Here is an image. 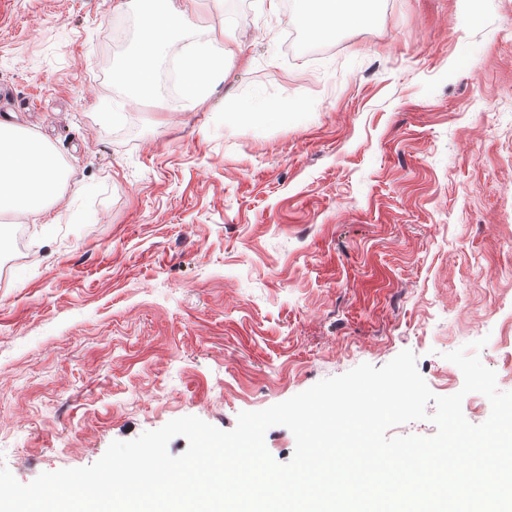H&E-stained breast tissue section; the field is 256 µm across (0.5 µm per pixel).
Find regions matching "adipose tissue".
<instances>
[{
    "mask_svg": "<svg viewBox=\"0 0 512 512\" xmlns=\"http://www.w3.org/2000/svg\"><path fill=\"white\" fill-rule=\"evenodd\" d=\"M211 3L164 0L160 10L143 12L136 49L126 58L118 80L141 94L154 95L158 61ZM377 4L378 0H317L316 9L298 15L296 21L309 32L324 35L351 22H368ZM224 36L223 27H210L182 55L181 82L187 99L202 100L210 83L222 75L224 57L217 47ZM64 181L63 164L46 143L16 125L0 122V215L43 213Z\"/></svg>",
    "mask_w": 512,
    "mask_h": 512,
    "instance_id": "obj_1",
    "label": "adipose tissue"
}]
</instances>
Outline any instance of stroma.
<instances>
[{
    "label": "stroma",
    "instance_id": "35a3bbf8",
    "mask_svg": "<svg viewBox=\"0 0 512 512\" xmlns=\"http://www.w3.org/2000/svg\"><path fill=\"white\" fill-rule=\"evenodd\" d=\"M159 0H0V121L63 197L0 217V463L23 484L193 415L223 430L413 351L486 339L512 391V0H379L291 51L292 8L219 0L198 104L113 78Z\"/></svg>",
    "mask_w": 512,
    "mask_h": 512
}]
</instances>
